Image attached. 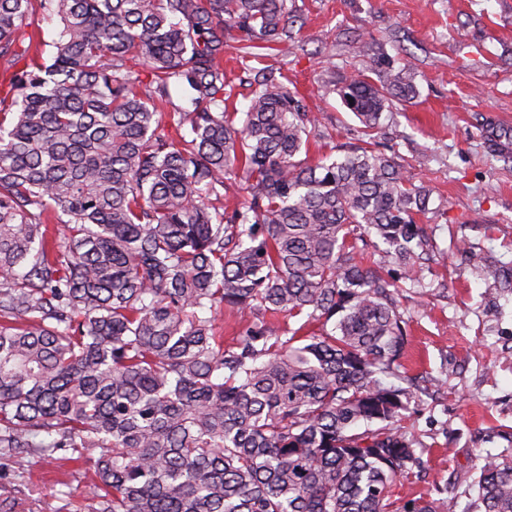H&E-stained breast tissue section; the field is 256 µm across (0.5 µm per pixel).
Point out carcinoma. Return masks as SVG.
I'll list each match as a JSON object with an SVG mask.
<instances>
[{
  "label": "carcinoma",
  "mask_w": 512,
  "mask_h": 512,
  "mask_svg": "<svg viewBox=\"0 0 512 512\" xmlns=\"http://www.w3.org/2000/svg\"><path fill=\"white\" fill-rule=\"evenodd\" d=\"M291 2L0 0V452L92 458L84 512H444L394 497L420 460L391 267L426 286L448 199L367 145L307 164L317 119L280 80L227 111L225 32L285 56ZM370 71L323 78L368 138L418 92L402 58ZM463 494L512 512V454ZM26 23L25 29L35 35L37 40V50L33 44L30 54L38 56L40 59L48 60L53 52V44L57 39L60 29L59 19L56 15L49 16L42 13L32 15Z\"/></svg>",
  "instance_id": "obj_1"
}]
</instances>
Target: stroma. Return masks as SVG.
<instances>
[{
  "instance_id": "35a3bbf8",
  "label": "stroma",
  "mask_w": 512,
  "mask_h": 512,
  "mask_svg": "<svg viewBox=\"0 0 512 512\" xmlns=\"http://www.w3.org/2000/svg\"><path fill=\"white\" fill-rule=\"evenodd\" d=\"M303 24L291 54L242 66L225 59L229 107L245 111L264 67L287 77L318 121L308 159L355 141L358 120L324 88L371 58L406 56L419 94L394 103L381 134L415 182L448 199L424 222L434 252L430 286L401 288L408 322L402 360L414 399L401 421L423 445L418 479L402 497L447 487L458 512L477 476L475 450L512 451V294L485 280L466 249L512 281V0H296ZM89 462L0 458V499L13 512H81Z\"/></svg>"
}]
</instances>
